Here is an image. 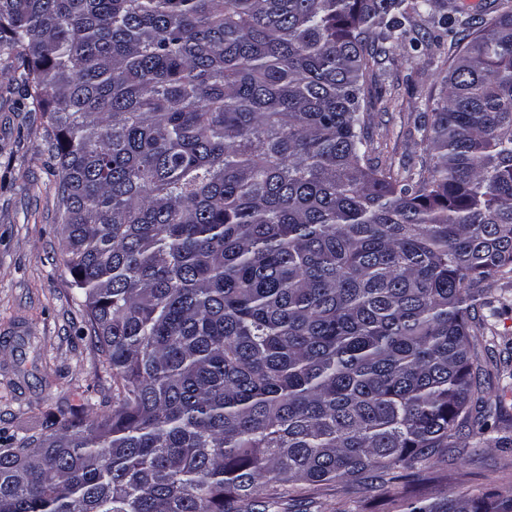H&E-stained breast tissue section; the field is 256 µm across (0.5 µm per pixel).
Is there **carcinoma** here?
<instances>
[{
	"label": "carcinoma",
	"instance_id": "obj_1",
	"mask_svg": "<svg viewBox=\"0 0 512 512\" xmlns=\"http://www.w3.org/2000/svg\"><path fill=\"white\" fill-rule=\"evenodd\" d=\"M444 0H0L60 172L112 408L0 436V512H255L410 469L472 412L471 287L512 273V5L373 163L370 61ZM410 512H512L508 498Z\"/></svg>",
	"mask_w": 512,
	"mask_h": 512
}]
</instances>
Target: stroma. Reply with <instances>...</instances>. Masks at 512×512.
<instances>
[{
	"mask_svg": "<svg viewBox=\"0 0 512 512\" xmlns=\"http://www.w3.org/2000/svg\"><path fill=\"white\" fill-rule=\"evenodd\" d=\"M418 46L381 56L367 79L366 126L379 165L406 174L430 155L420 127L445 96L457 49L436 20L419 18ZM58 166L19 72L0 57V434L45 433L48 413H97L112 397V373L81 334L86 310L63 261ZM479 393L492 410L463 428L413 473L378 485L335 479L301 485L279 512H407L416 499L449 492L471 499L512 495V278L482 285L470 310Z\"/></svg>",
	"mask_w": 512,
	"mask_h": 512,
	"instance_id": "obj_1",
	"label": "stroma"
}]
</instances>
